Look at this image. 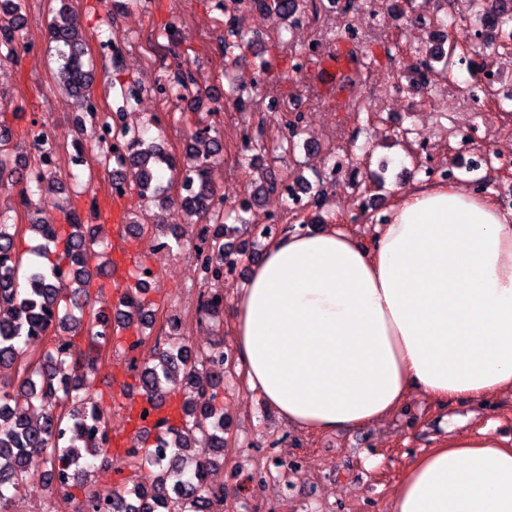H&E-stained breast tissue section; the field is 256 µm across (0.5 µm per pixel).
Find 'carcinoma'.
Instances as JSON below:
<instances>
[{
  "mask_svg": "<svg viewBox=\"0 0 512 512\" xmlns=\"http://www.w3.org/2000/svg\"><path fill=\"white\" fill-rule=\"evenodd\" d=\"M255 9H275L292 17L302 0H243ZM466 10L482 22L498 28L512 38V0H466ZM22 21L15 18L0 25V46L9 50L13 59L20 41ZM49 41L55 44L57 62L66 93L86 111L90 125H81L75 150L83 154L90 148L98 152L100 164L107 165L102 139L97 127L105 119L86 110L91 100L92 69L86 67L85 39L73 24L68 8L61 7L48 23ZM478 59L476 70L494 65L486 45L459 44L455 32L443 35L442 45L430 56L450 69L468 56ZM196 91L190 67L178 64L177 86L166 89L169 96L180 97ZM208 126L190 129L181 159L166 152L163 144L148 140L138 129L126 130L129 150L122 165L135 171L136 185L142 198L161 206L170 202L163 173L183 182H195L194 190L179 198V207L187 222L204 221L211 257L218 263H243L248 254L246 244L227 240L229 233L241 230L254 239H264L260 225L239 219L241 228L224 224V213L214 207L217 189L206 177V160L222 149L218 137ZM36 164V159L20 160L19 152L0 128V180L23 178ZM63 176L47 171L36 181L38 203L60 193ZM5 212L0 211V369L22 368L16 384L0 381V421L10 426L0 429V512H8L12 498L27 483L39 479L63 500H72L70 489L84 490V499L74 512H96L102 507L95 491L99 472L119 473L124 467H154L155 477L149 486H125L109 493L112 512H224V487L211 481L212 472L220 466L224 452L226 419L217 401L224 389V375L215 371V361L228 362L224 348L217 346L197 354L177 335L179 324L169 325L166 339L154 345L152 355L140 362L129 358L128 371L134 373L139 393L146 399L162 400L179 397L173 413L156 418L154 433L133 440L124 452L112 454L97 442L89 429L106 422L104 408L91 389L90 377L102 351L112 347L113 323L132 331L126 354L135 352L148 340L143 329L152 324L151 309L145 302L142 270L133 273L135 287L126 289L116 318L102 317L90 303L91 268L102 270L99 263L106 249H97L96 232L81 222L76 212L66 216L64 224H36L27 228L40 242V254L50 265L23 259L11 232ZM207 286L197 307L199 322L212 320L224 312L216 303L221 289L216 281H203ZM91 330L85 348L68 342L54 347L35 364L25 363L24 355L32 336H45L63 327L69 332ZM44 457L46 471L36 475L28 467L29 457Z\"/></svg>",
  "mask_w": 512,
  "mask_h": 512,
  "instance_id": "cac0c4a2",
  "label": "carcinoma"
}]
</instances>
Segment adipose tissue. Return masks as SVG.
Instances as JSON below:
<instances>
[{
    "label": "adipose tissue",
    "mask_w": 512,
    "mask_h": 512,
    "mask_svg": "<svg viewBox=\"0 0 512 512\" xmlns=\"http://www.w3.org/2000/svg\"><path fill=\"white\" fill-rule=\"evenodd\" d=\"M233 315L249 389L302 430L377 422L415 391L512 393V212L454 184L398 188L373 247L333 225L269 241ZM387 510L512 512V446L449 434Z\"/></svg>",
    "instance_id": "adipose-tissue-1"
}]
</instances>
